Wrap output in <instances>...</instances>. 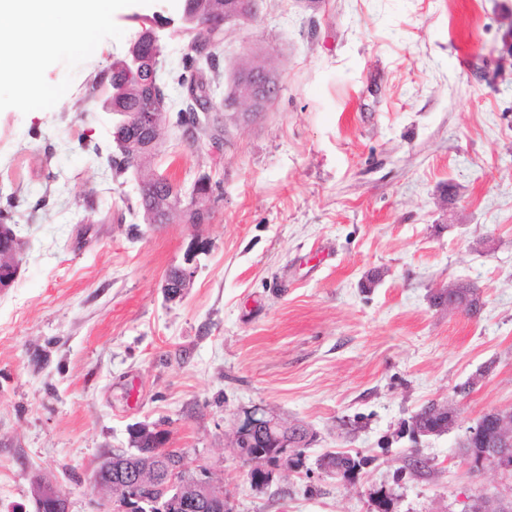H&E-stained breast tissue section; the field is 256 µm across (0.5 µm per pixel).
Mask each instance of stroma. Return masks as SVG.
I'll list each match as a JSON object with an SVG mask.
<instances>
[{
  "mask_svg": "<svg viewBox=\"0 0 512 512\" xmlns=\"http://www.w3.org/2000/svg\"><path fill=\"white\" fill-rule=\"evenodd\" d=\"M184 0L115 14L49 110L0 111V204L15 198L19 273L0 291V512H34L36 482L70 512H100L99 462L165 426L228 512H464L512 495L472 472L463 428L512 407V0H263L224 26L223 97L265 52L282 91L265 114L227 117L199 143L168 128L151 166L191 190L216 182L203 224L144 223L139 171L110 179L78 149L108 148L110 114L85 96L132 40L131 15L176 19ZM106 204L79 219L87 198ZM190 285L169 299V270ZM467 282L483 309L432 305ZM477 377L466 395L456 389ZM458 429L412 444L431 402ZM306 426L302 468L254 488L232 449L243 411ZM369 459L355 483L317 465ZM428 461L418 474L412 452ZM327 461L328 465L336 467H345L350 470H358L359 472L368 464V458L361 456L359 453L354 455L348 452L336 451L324 454L318 460V466H322V462ZM321 462V463H320Z\"/></svg>",
  "mask_w": 512,
  "mask_h": 512,
  "instance_id": "stroma-1",
  "label": "stroma"
}]
</instances>
